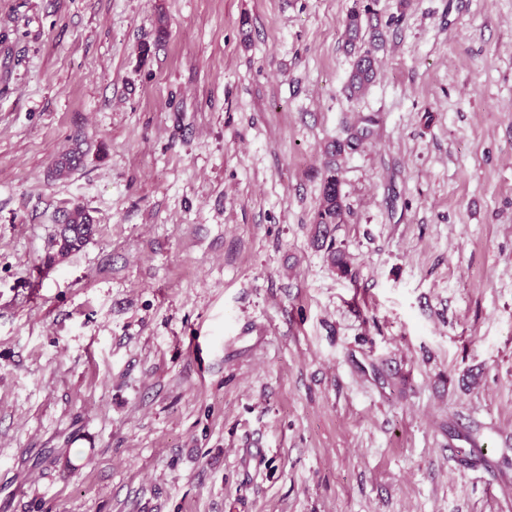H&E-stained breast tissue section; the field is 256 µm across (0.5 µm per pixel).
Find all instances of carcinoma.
<instances>
[{
    "instance_id": "carcinoma-1",
    "label": "carcinoma",
    "mask_w": 512,
    "mask_h": 512,
    "mask_svg": "<svg viewBox=\"0 0 512 512\" xmlns=\"http://www.w3.org/2000/svg\"><path fill=\"white\" fill-rule=\"evenodd\" d=\"M375 13L370 5L354 7L348 11L344 20V35L346 46L354 49L362 39L364 22L372 21ZM375 77L373 58L371 51L366 50L359 56L356 67L349 76L347 89L349 95H359ZM344 152V144L332 143L327 148L329 160L326 164L325 175L322 183L320 205L314 217L315 239L322 243H328L330 261L337 273L342 277L351 275L348 262L343 252L335 247L330 240L331 228L337 224L346 223L347 206L340 190V168L337 157ZM80 144H75L68 153L64 154L58 162L56 175L61 176L77 165L80 161ZM95 232V225L86 211L75 207L67 213L64 225L59 235L63 238L59 252L67 255L81 247Z\"/></svg>"
}]
</instances>
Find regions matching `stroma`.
Returning <instances> with one entry per match:
<instances>
[{
    "instance_id": "stroma-1",
    "label": "stroma",
    "mask_w": 512,
    "mask_h": 512,
    "mask_svg": "<svg viewBox=\"0 0 512 512\" xmlns=\"http://www.w3.org/2000/svg\"><path fill=\"white\" fill-rule=\"evenodd\" d=\"M354 3L0 0V512H512V0ZM373 16H375V13L371 10L370 4L364 5L361 9L357 7L356 3L355 7L348 11L344 20V35L345 44L350 47V50L356 49L357 44L362 39L364 21L370 23ZM375 77L373 58L370 50L359 56L356 67L349 76L347 89L351 97L359 95ZM344 150V144L340 142L332 143L327 148L329 160L323 178L320 205L314 217V224H316L314 237L317 242L322 243V246L330 237L328 249L331 264L340 276L347 277L352 274L348 262L343 252L335 247L334 240L330 236L335 224L346 223L347 206L340 190V168L336 159ZM94 232L95 224H92L90 215L80 207L73 208L67 213L59 232L63 238V243L60 242V254L67 255L78 249L93 236Z\"/></svg>"
}]
</instances>
